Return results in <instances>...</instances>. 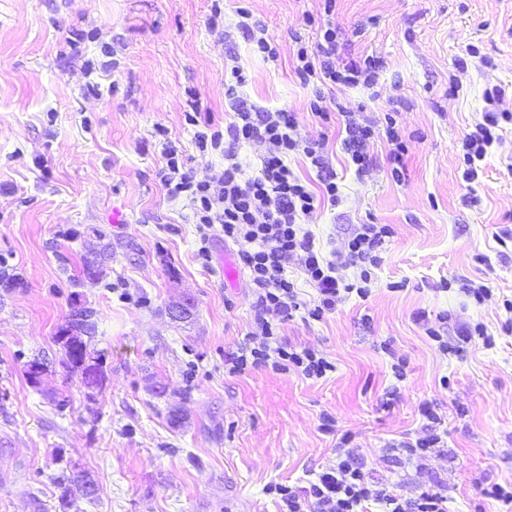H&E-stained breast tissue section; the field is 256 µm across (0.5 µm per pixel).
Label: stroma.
I'll return each mask as SVG.
<instances>
[{
  "label": "stroma",
  "instance_id": "35a3bbf8",
  "mask_svg": "<svg viewBox=\"0 0 512 512\" xmlns=\"http://www.w3.org/2000/svg\"><path fill=\"white\" fill-rule=\"evenodd\" d=\"M243 8L275 57L238 30ZM329 27L342 59L380 62L373 85L299 75L298 49ZM235 66L247 104L292 112L298 136L324 143L340 196L308 223L323 251L358 225L390 228L367 297L279 329L333 363L321 379L225 373L255 314L247 272L219 239L199 262L191 206L159 177L168 141L197 176L223 172L185 116L226 128ZM350 112L375 123L362 175L344 146ZM487 112L512 113V0H0V512H281L268 486H308L343 434L394 494L441 484L449 512H501L480 491L512 485V125L478 180L463 178L462 142ZM465 284L485 286L484 302ZM77 301L95 313L94 388L56 340ZM176 305L190 317L171 319ZM478 324L487 339L460 343ZM426 406L445 453L420 470L396 446L425 434ZM77 471L98 492L72 507L54 479Z\"/></svg>",
  "mask_w": 512,
  "mask_h": 512
}]
</instances>
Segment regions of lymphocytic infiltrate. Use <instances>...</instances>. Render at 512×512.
I'll list each match as a JSON object with an SVG mask.
<instances>
[{
  "mask_svg": "<svg viewBox=\"0 0 512 512\" xmlns=\"http://www.w3.org/2000/svg\"><path fill=\"white\" fill-rule=\"evenodd\" d=\"M324 42L315 53L299 49L298 71L302 78L316 77L344 87L374 82L375 61L365 67L336 62V32L326 30ZM235 119L227 130L206 129L196 134L199 149H220L225 167L221 176L199 178L186 170L175 147L165 146L166 166L162 181L170 198L189 200L193 220L200 232L198 258L211 260L208 242L221 236L238 248V257L248 272L256 298V313L250 332L227 367L236 375L250 368L276 372L294 371L309 379L323 378L333 364L315 350L296 349L282 342L277 329L295 311L302 309L297 286L287 271L298 263L317 297L306 308L311 319L320 320L335 310L342 294L354 292L366 297L372 268L380 263L379 248L390 229L381 224H363L343 249L323 253L306 226L316 210L313 192L295 176L288 161L304 155L321 174L323 194L336 201L339 188L322 152L323 146L297 136L290 112L256 109L246 104L234 108ZM512 124L511 112H488L482 122L464 138L467 181H475L481 162L498 140L501 124ZM243 142H259L266 151L252 173H245L238 161L237 147ZM359 271V284L348 283L344 269ZM287 512H368L370 505L383 512H448L444 489L426 490L405 500L374 482L364 460L352 449L342 448L336 463L317 474L306 488L290 484L271 485Z\"/></svg>",
  "mask_w": 512,
  "mask_h": 512,
  "instance_id": "obj_1",
  "label": "lymphocytic infiltrate"
}]
</instances>
